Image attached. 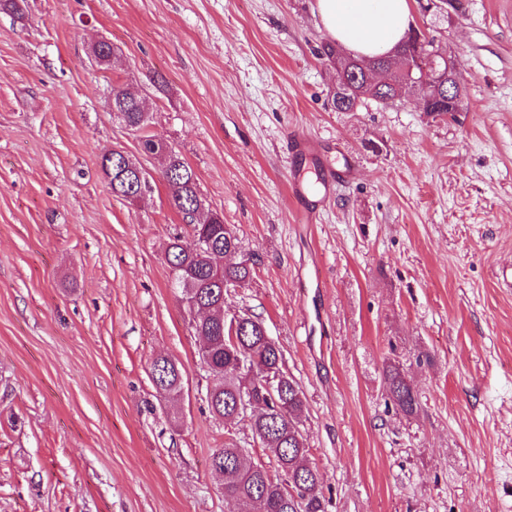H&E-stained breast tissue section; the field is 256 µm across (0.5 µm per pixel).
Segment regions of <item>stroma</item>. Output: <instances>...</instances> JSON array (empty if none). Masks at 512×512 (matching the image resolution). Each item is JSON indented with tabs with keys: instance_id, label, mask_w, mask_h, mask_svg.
Here are the masks:
<instances>
[{
	"instance_id": "obj_1",
	"label": "stroma",
	"mask_w": 512,
	"mask_h": 512,
	"mask_svg": "<svg viewBox=\"0 0 512 512\" xmlns=\"http://www.w3.org/2000/svg\"><path fill=\"white\" fill-rule=\"evenodd\" d=\"M455 60L460 112L416 99L337 112L316 0H24L0 11V512H232L211 455L248 423L212 380L163 259L184 232L159 157L110 112L141 90L149 129L260 261L228 313L261 316L306 401L328 512H512V0L411 2ZM111 43L112 64L89 61ZM304 131L357 175L314 224L288 195ZM147 170L138 201L100 167ZM183 368L171 400L155 357ZM403 362L416 417L384 389ZM117 161H122L125 164V168L122 169V165H119V167H116L115 163L112 162L110 164L112 177H110L109 172L105 169L104 163L102 162L103 159H101V169L102 172L107 179L108 185L110 186V189L112 191L113 196L117 198H121L126 201H135L138 199L141 193H138L141 189V185H137L133 188V183L135 181V178L129 177V173L127 172L122 177L120 176L123 172H126L128 167H136L139 166V163L136 160H133L130 156L125 155V157L121 154H118Z\"/></svg>"
}]
</instances>
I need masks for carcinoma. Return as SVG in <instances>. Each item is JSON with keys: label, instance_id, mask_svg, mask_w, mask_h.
I'll list each match as a JSON object with an SVG mask.
<instances>
[{"label": "carcinoma", "instance_id": "carcinoma-1", "mask_svg": "<svg viewBox=\"0 0 512 512\" xmlns=\"http://www.w3.org/2000/svg\"><path fill=\"white\" fill-rule=\"evenodd\" d=\"M330 104L338 112H351L364 104L365 99L343 86L338 79L337 89L330 90ZM421 103L430 113L447 114L459 111V103L439 99L426 90ZM140 93L128 86H114L110 107L123 113L122 121L130 131L140 134L144 152L160 157L164 163L163 177L169 200L190 228L188 235H175L164 252L169 267L181 268L197 288L192 316L193 336L199 342V360L216 384L207 390L209 411L226 422L235 413L236 394L253 380L272 373L279 376L283 387L274 392L266 403L267 409L251 422L252 437L259 440L266 454L275 462L278 475L273 477L265 466L251 468L239 458L240 445L234 439L224 442L211 458V467L223 477L224 500L237 507V512H326L319 474L308 460V446L302 432L305 400L294 378L283 369L280 347L269 342L263 320L256 315L227 316L224 312V288L243 287L253 276L258 258L255 255L235 259L240 241L223 217L210 210H200L202 199L198 192L194 169L170 143L147 131L145 113L139 109ZM125 167L110 164L103 171L112 195L126 201L140 197L141 186L124 168L136 167L130 156H119ZM237 323V342L225 337V324ZM152 380L161 394L172 398L182 390L183 373L178 363L159 357L151 367ZM385 392L405 417L415 416L420 408L417 394L407 379L403 363L389 359L383 369ZM293 482L295 494L284 490L282 479Z\"/></svg>", "mask_w": 512, "mask_h": 512}]
</instances>
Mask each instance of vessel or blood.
I'll use <instances>...</instances> for the list:
<instances>
[{
	"label": "vessel or blood",
	"instance_id": "b4317fda",
	"mask_svg": "<svg viewBox=\"0 0 512 512\" xmlns=\"http://www.w3.org/2000/svg\"><path fill=\"white\" fill-rule=\"evenodd\" d=\"M289 152L292 159L303 160L315 158L321 160L320 184L321 189L317 194H310L303 174L299 169L291 171V196L298 206V213L302 223H315L322 212L326 200L330 199L337 187L346 181L353 179L355 175L354 165L336 167L330 160L331 149L329 145L319 139L305 135H293L289 141Z\"/></svg>",
	"mask_w": 512,
	"mask_h": 512
}]
</instances>
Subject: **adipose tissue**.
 <instances>
[{"instance_id": "adipose-tissue-1", "label": "adipose tissue", "mask_w": 512, "mask_h": 512, "mask_svg": "<svg viewBox=\"0 0 512 512\" xmlns=\"http://www.w3.org/2000/svg\"><path fill=\"white\" fill-rule=\"evenodd\" d=\"M317 8L338 45L362 59L391 53L410 24V0H317Z\"/></svg>"}]
</instances>
